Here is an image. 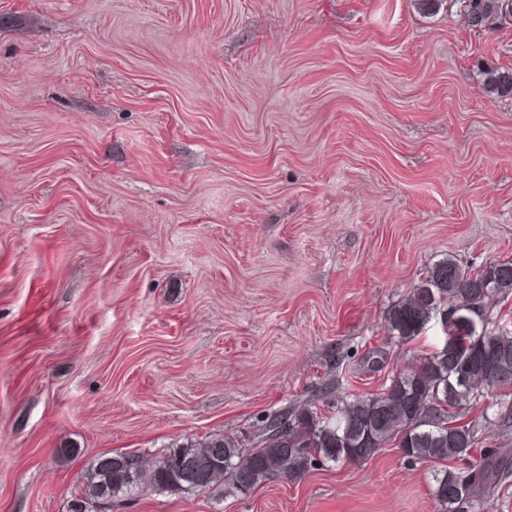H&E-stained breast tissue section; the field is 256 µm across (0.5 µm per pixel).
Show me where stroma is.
Instances as JSON below:
<instances>
[{
	"instance_id": "1",
	"label": "stroma",
	"mask_w": 512,
	"mask_h": 512,
	"mask_svg": "<svg viewBox=\"0 0 512 512\" xmlns=\"http://www.w3.org/2000/svg\"><path fill=\"white\" fill-rule=\"evenodd\" d=\"M486 69L512 22L462 0H0V512L430 352L440 325L402 342L392 306L446 256L512 262ZM432 474L382 448L111 512H440Z\"/></svg>"
}]
</instances>
